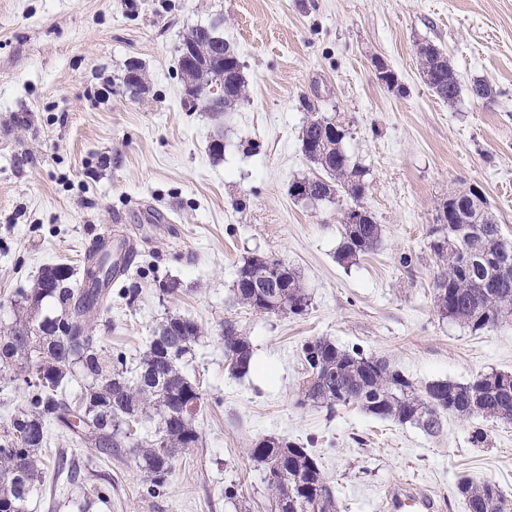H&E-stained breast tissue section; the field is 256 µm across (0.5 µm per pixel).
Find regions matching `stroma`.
I'll return each mask as SVG.
<instances>
[{
    "instance_id": "35a3bbf8",
    "label": "stroma",
    "mask_w": 512,
    "mask_h": 512,
    "mask_svg": "<svg viewBox=\"0 0 512 512\" xmlns=\"http://www.w3.org/2000/svg\"><path fill=\"white\" fill-rule=\"evenodd\" d=\"M218 18L248 96L216 117L184 100L177 48ZM420 42L447 55L463 86L455 104L425 85ZM379 59L399 90L377 82ZM132 64L145 89L124 84ZM476 80L493 95L473 97ZM305 97L348 129L344 149L367 171L361 204L382 227L379 248L349 266L337 253L352 199L312 204L289 192L315 172L298 141ZM475 184L511 237L512 0H0V334L43 267L82 280L88 255L123 237L137 252L93 323L103 348L137 362L172 311L202 328L184 368L202 395L200 440L177 458L163 497L142 495L130 455L101 463L58 437L43 460L64 451L111 481L110 505L93 512H270L265 470L245 453L262 437L306 448L337 512H382L387 489L408 482L440 512H466L463 478L512 501V421L451 413L431 437L354 405L297 403L301 346L315 337L387 358L420 386L512 373V319L474 333L434 303L430 229L449 191ZM254 255L297 272L307 312L235 303L237 268ZM169 281L177 296L162 293ZM228 317L253 345L244 376L224 361ZM27 398L1 366L0 433Z\"/></svg>"
}]
</instances>
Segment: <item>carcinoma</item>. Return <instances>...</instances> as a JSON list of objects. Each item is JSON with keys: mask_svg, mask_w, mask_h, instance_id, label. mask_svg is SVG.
Returning <instances> with one entry per match:
<instances>
[{"mask_svg": "<svg viewBox=\"0 0 512 512\" xmlns=\"http://www.w3.org/2000/svg\"><path fill=\"white\" fill-rule=\"evenodd\" d=\"M182 43L190 44L203 67L196 81H208L211 73L224 72V98L214 112H230L246 98L247 83L240 61L224 40H213L197 26ZM422 77L441 100L456 102L460 82L448 57L432 43L416 47ZM313 113L301 127L302 153L318 174L303 181L315 183L316 201H332L347 195L360 201L366 191V170L350 162L343 148L347 133L332 117L316 114L315 104L301 100ZM448 196L466 205L451 214L450 223L431 228V248L446 268L434 279L438 313L472 331H484L512 318V238L505 236L492 212L484 210L481 223L473 224L470 199L460 190ZM343 224L342 261L373 252L382 238L381 225L373 216L358 224ZM277 273L286 287L257 290L247 287L252 279L264 281ZM233 284L237 304L258 314L300 315L310 305L309 295L295 271L275 258L251 257L238 267ZM72 273L63 265L47 266L29 291L21 292L19 315L0 336V364L23 358L15 376L29 389L27 407L12 421V429L0 437V512H28V504L44 485L47 469L39 451L48 443L57 424L72 441L94 448L107 459L130 454L143 473L142 494L163 496L168 474L178 453L194 447L200 435L195 415H182L183 406L201 400V393L184 374L181 361L201 336L193 319L168 314L142 355L135 373L128 374L123 353H112L97 343L91 321L100 312L112 269L87 278L85 287H70ZM54 300L59 314L35 321L42 302ZM37 323L41 334L19 336L16 328ZM306 376L299 387L300 401L325 406L356 405L380 419L410 424L435 436L444 415H482L512 420V373L493 372L468 383L434 381L418 387L383 357H366L357 350L341 349L317 337L303 344ZM224 361L230 372L244 376L253 367L251 341L238 322L224 319ZM79 368L84 380L78 402L67 395L68 376ZM154 425L147 439L141 429ZM248 454L263 464L271 492L272 512H337L335 495L315 459L306 449L286 438H261ZM65 477L69 485L84 487L86 478L64 454L54 464L53 478ZM456 490L467 512H507L508 503L498 486L458 482ZM111 502L110 487H89L79 512H90L91 499Z\"/></svg>", "mask_w": 512, "mask_h": 512, "instance_id": "cac0c4a2", "label": "carcinoma"}]
</instances>
